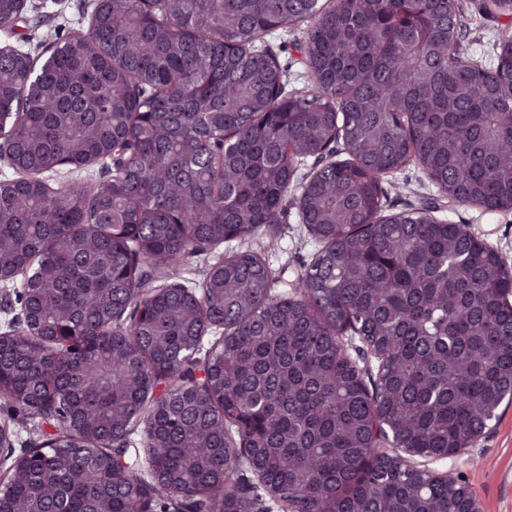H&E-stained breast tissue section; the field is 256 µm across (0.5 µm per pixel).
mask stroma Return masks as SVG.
I'll return each instance as SVG.
<instances>
[{
    "mask_svg": "<svg viewBox=\"0 0 512 512\" xmlns=\"http://www.w3.org/2000/svg\"><path fill=\"white\" fill-rule=\"evenodd\" d=\"M464 24L463 51L494 63L502 38L512 36V18L489 9L485 0H459ZM94 0H26L28 24L17 32L0 31V43L25 37L33 54L44 55L49 44L66 37L73 29L87 25ZM304 23H296L264 35L261 44L274 52L288 68L287 93L303 90L308 82L299 46ZM383 212L393 214L434 204L437 217L455 224L469 225L480 240L494 247L503 261L512 266V210L486 213L476 206L443 197L416 166L382 176ZM320 244L298 221L295 207H287L278 223L259 234L224 243V254L254 250L265 256L274 279V293L295 288L305 266ZM0 424L14 433L15 448H28L52 434L51 425L37 418L20 420L12 408L0 400ZM436 469L452 472L474 493L481 512H512V404L501 406L498 419L466 449L465 453L436 462Z\"/></svg>",
    "mask_w": 512,
    "mask_h": 512,
    "instance_id": "35a3bbf8",
    "label": "stroma"
}]
</instances>
